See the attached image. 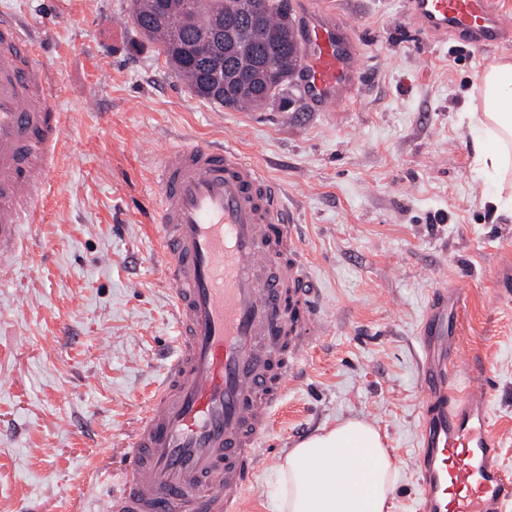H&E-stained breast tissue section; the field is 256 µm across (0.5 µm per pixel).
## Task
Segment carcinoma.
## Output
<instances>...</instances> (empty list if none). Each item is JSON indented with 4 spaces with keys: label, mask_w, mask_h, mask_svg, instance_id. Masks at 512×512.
<instances>
[{
    "label": "carcinoma",
    "mask_w": 512,
    "mask_h": 512,
    "mask_svg": "<svg viewBox=\"0 0 512 512\" xmlns=\"http://www.w3.org/2000/svg\"><path fill=\"white\" fill-rule=\"evenodd\" d=\"M261 10L252 15L231 8V0H209L198 11L174 13L166 0H134L132 19L140 33L163 52L166 63L178 78L189 79V87L200 98L225 105L239 111H249L248 105L257 104L261 109L268 106L273 97L260 92L244 91L235 95L230 103L212 92V71L230 72L237 68L241 58L248 59L249 66L261 69L267 62H288V68L299 66L300 57L289 55V45L281 41L279 27L282 17L291 12L290 0H262ZM235 18L240 25L236 40L225 39L224 50L218 56H209L208 62L192 63L184 56L188 38L213 27L218 15Z\"/></svg>",
    "instance_id": "obj_1"
}]
</instances>
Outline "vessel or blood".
<instances>
[{
	"mask_svg": "<svg viewBox=\"0 0 512 512\" xmlns=\"http://www.w3.org/2000/svg\"><path fill=\"white\" fill-rule=\"evenodd\" d=\"M298 40L307 106L353 96L363 57L353 25L329 0H304ZM428 37L512 46L499 0H405ZM61 136L45 66L13 18L0 16V272L18 256ZM151 230L172 287L179 345L143 407L123 491L104 512H241L270 422L288 395L324 312L279 189L230 145L167 151L156 172ZM462 291L440 288L423 326L425 405L416 456L418 512H505L512 478L492 428L483 363L465 357Z\"/></svg>",
	"mask_w": 512,
	"mask_h": 512,
	"instance_id": "1",
	"label": "vessel or blood"
}]
</instances>
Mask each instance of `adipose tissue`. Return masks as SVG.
I'll return each mask as SVG.
<instances>
[{
  "mask_svg": "<svg viewBox=\"0 0 512 512\" xmlns=\"http://www.w3.org/2000/svg\"><path fill=\"white\" fill-rule=\"evenodd\" d=\"M479 81L475 164L503 183L512 176V63L491 65ZM277 471L273 512H387L397 468L374 426L346 420L299 442Z\"/></svg>",
  "mask_w": 512,
  "mask_h": 512,
  "instance_id": "ef3b65f1",
  "label": "adipose tissue"
}]
</instances>
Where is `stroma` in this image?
Wrapping results in <instances>:
<instances>
[{"label":"stroma","instance_id":"obj_1","mask_svg":"<svg viewBox=\"0 0 512 512\" xmlns=\"http://www.w3.org/2000/svg\"><path fill=\"white\" fill-rule=\"evenodd\" d=\"M364 65L345 115L287 102L238 112L197 97L132 22V0H0L51 75L62 139L35 223L0 277V512H101L152 390L176 352L171 287L148 215L178 144L227 143L262 165L293 215L328 331L274 419L245 512H272L280 459L346 418L386 434L388 512H417L421 324L464 288L463 346L490 371V418L512 475V210L477 172V77L512 48L431 40L404 0H332ZM97 100L84 106L83 94Z\"/></svg>","mask_w":512,"mask_h":512}]
</instances>
